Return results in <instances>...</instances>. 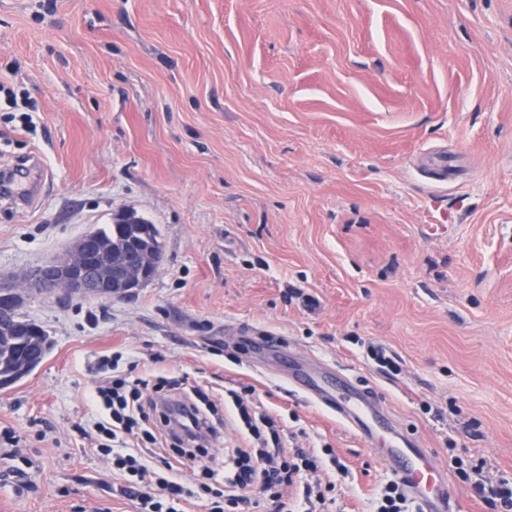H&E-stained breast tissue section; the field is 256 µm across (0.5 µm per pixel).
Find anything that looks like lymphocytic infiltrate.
<instances>
[{
	"instance_id": "1",
	"label": "lymphocytic infiltrate",
	"mask_w": 512,
	"mask_h": 512,
	"mask_svg": "<svg viewBox=\"0 0 512 512\" xmlns=\"http://www.w3.org/2000/svg\"><path fill=\"white\" fill-rule=\"evenodd\" d=\"M120 361L115 355L98 362L104 376L90 393L100 412L91 445L111 457L139 512H189L204 496L210 499L207 512H294L284 490L299 482L301 472L318 471L320 458L288 451L253 387L224 391L243 441L217 460L206 447L223 441L224 423L213 420L215 404L201 387H185L177 377L139 376L136 363L124 367ZM189 460L198 472L187 483L176 471Z\"/></svg>"
}]
</instances>
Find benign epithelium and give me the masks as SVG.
<instances>
[{
	"label": "benign epithelium",
	"instance_id": "7a95c632",
	"mask_svg": "<svg viewBox=\"0 0 512 512\" xmlns=\"http://www.w3.org/2000/svg\"><path fill=\"white\" fill-rule=\"evenodd\" d=\"M162 264V256L112 253L94 246L88 235L80 237L63 256L30 270L19 284L0 278V317L11 314L29 293L47 297L81 295L96 299L130 297L149 283ZM33 365L20 361L16 370L0 379V388L26 377Z\"/></svg>",
	"mask_w": 512,
	"mask_h": 512
}]
</instances>
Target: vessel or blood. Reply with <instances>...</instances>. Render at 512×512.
Segmentation results:
<instances>
[{
    "instance_id": "vessel-or-blood-1",
    "label": "vessel or blood",
    "mask_w": 512,
    "mask_h": 512,
    "mask_svg": "<svg viewBox=\"0 0 512 512\" xmlns=\"http://www.w3.org/2000/svg\"><path fill=\"white\" fill-rule=\"evenodd\" d=\"M291 382L313 403L331 412L359 436H382V456L391 474L405 484L418 505V512H458L442 469L427 460V451L417 438L397 428H383L381 398L349 374L329 375L323 366L292 362Z\"/></svg>"
}]
</instances>
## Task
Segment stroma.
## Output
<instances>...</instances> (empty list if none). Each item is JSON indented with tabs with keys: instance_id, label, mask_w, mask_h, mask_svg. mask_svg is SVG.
Returning <instances> with one entry per match:
<instances>
[{
	"instance_id": "stroma-1",
	"label": "stroma",
	"mask_w": 512,
	"mask_h": 512,
	"mask_svg": "<svg viewBox=\"0 0 512 512\" xmlns=\"http://www.w3.org/2000/svg\"><path fill=\"white\" fill-rule=\"evenodd\" d=\"M0 276L131 211L163 262L132 297L27 296L44 361L0 389V512H137L77 425L98 356L223 393L244 382L288 445L332 448L322 512H373L376 447L248 345L358 375L457 467L512 476V0H0ZM454 174L432 183L423 154ZM384 347L398 372L368 355ZM161 363H154V356Z\"/></svg>"
}]
</instances>
